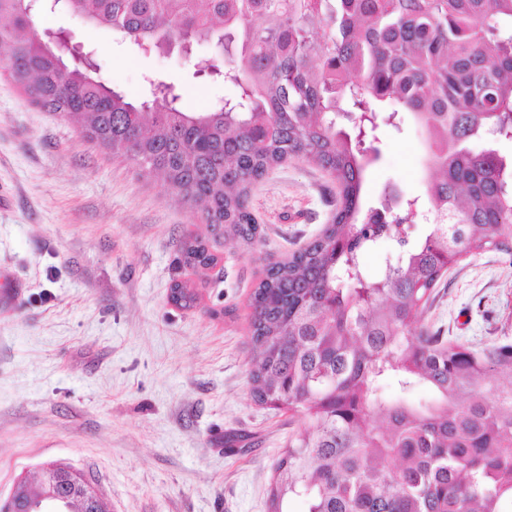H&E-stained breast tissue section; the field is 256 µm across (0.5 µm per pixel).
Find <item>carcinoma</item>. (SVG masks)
I'll list each match as a JSON object with an SVG mask.
<instances>
[{
  "mask_svg": "<svg viewBox=\"0 0 512 512\" xmlns=\"http://www.w3.org/2000/svg\"><path fill=\"white\" fill-rule=\"evenodd\" d=\"M56 7L141 48L214 45L215 76L239 99L189 112L174 86L148 82L136 105L71 66L63 36L33 29L30 0H0L5 74L46 112L76 120L114 157L136 163L195 211L250 244L251 186L302 157L336 188L329 224L270 263L252 295L255 402L303 414L268 490L269 512H512V341L479 348L427 321L433 291L462 255L512 258V161L473 144L512 138V0H58ZM328 29L317 42L314 22ZM349 100L355 133L331 114ZM410 112L427 133L433 222L409 239L407 216L363 205L373 160L360 127ZM402 255L379 278L364 256ZM191 268L216 263L208 238L181 243ZM188 282L171 286L183 308ZM422 387L424 400L413 398ZM398 257V247L394 243L388 242L379 247L376 251L367 254L364 257V265L368 274L376 278L387 264L395 263Z\"/></svg>",
  "mask_w": 512,
  "mask_h": 512,
  "instance_id": "cac0c4a2",
  "label": "carcinoma"
}]
</instances>
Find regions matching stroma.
Here are the masks:
<instances>
[{"label": "stroma", "mask_w": 512, "mask_h": 512, "mask_svg": "<svg viewBox=\"0 0 512 512\" xmlns=\"http://www.w3.org/2000/svg\"><path fill=\"white\" fill-rule=\"evenodd\" d=\"M33 27L70 34L129 101L151 77L191 111L237 98L197 73L211 44L145 51L58 10L37 12ZM425 138L405 112L381 127L364 185L370 206L392 187L417 198L414 240L427 228ZM250 203L254 244L220 242L214 267L183 266L181 241L211 233L190 206L0 75V498L62 461L108 512H268L275 467L306 420L252 398L251 297L270 262L328 223L335 190L295 158L252 186ZM176 281L195 283L194 307L172 303ZM428 321L473 346L512 341V259L459 262Z\"/></svg>", "instance_id": "obj_1"}]
</instances>
